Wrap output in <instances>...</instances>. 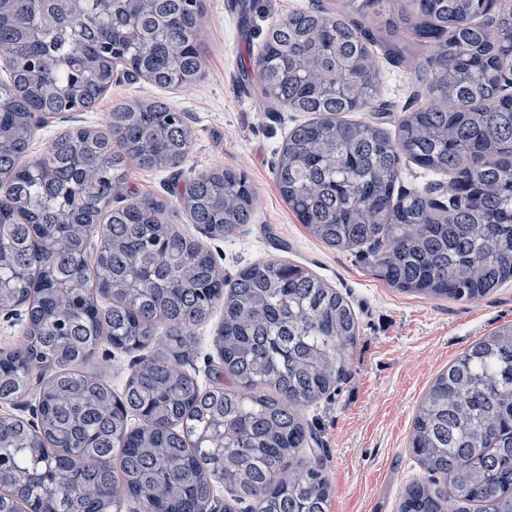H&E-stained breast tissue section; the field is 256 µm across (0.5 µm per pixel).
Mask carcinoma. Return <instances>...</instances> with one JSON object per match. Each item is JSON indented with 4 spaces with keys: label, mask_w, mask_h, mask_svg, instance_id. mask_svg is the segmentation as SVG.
Masks as SVG:
<instances>
[{
    "label": "carcinoma",
    "mask_w": 512,
    "mask_h": 512,
    "mask_svg": "<svg viewBox=\"0 0 512 512\" xmlns=\"http://www.w3.org/2000/svg\"><path fill=\"white\" fill-rule=\"evenodd\" d=\"M203 0H0V311L28 310L0 350V403L36 391L38 423L0 417V512H329L303 411L350 373L359 323L307 266L270 259L234 279L138 198L127 168L164 170L193 145L156 99L112 107L107 131L70 129L25 163L36 116L92 106L114 74L161 88L200 79ZM422 85L395 134L349 114L381 97L377 55ZM269 102L309 119L274 168L309 233L401 292L471 302L512 280V0H346L272 24L256 57ZM448 175L404 189L402 163ZM213 239L253 222L248 177L214 168L174 191ZM99 248L90 251L92 237ZM224 306L209 383L185 365ZM139 353L117 393L78 366L101 344ZM409 449L425 479L398 512H512V324L434 379Z\"/></svg>",
    "instance_id": "obj_1"
}]
</instances>
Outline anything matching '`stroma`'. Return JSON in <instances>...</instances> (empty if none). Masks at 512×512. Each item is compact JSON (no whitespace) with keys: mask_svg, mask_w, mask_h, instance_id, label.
I'll use <instances>...</instances> for the list:
<instances>
[{"mask_svg":"<svg viewBox=\"0 0 512 512\" xmlns=\"http://www.w3.org/2000/svg\"><path fill=\"white\" fill-rule=\"evenodd\" d=\"M249 14L228 12L225 0H204L201 39L205 72L196 83L162 89L116 75L91 108L50 118L38 130L28 161L38 160L53 135L76 128L105 130L114 105L132 98L165 101L187 113L195 136L181 164L185 176L214 168L245 173L257 192L252 224L230 239L203 238L226 274L278 257L286 242L290 258L309 266L349 299L360 324L351 375L310 410L316 445L331 486L330 512H397L406 484L423 472L408 450L415 410L435 377L483 336L512 324V281L473 302L403 293L375 275L358 253L314 238L284 202L274 167L300 112L272 106L261 92L255 58L268 27L311 0H249ZM385 114L360 113L394 130L419 93L405 73L379 62ZM134 354L102 344L83 368L112 387L131 372Z\"/></svg>","mask_w":512,"mask_h":512,"instance_id":"stroma-1","label":"stroma"}]
</instances>
